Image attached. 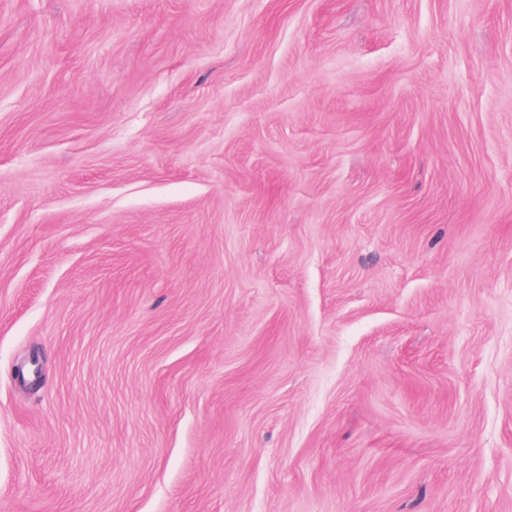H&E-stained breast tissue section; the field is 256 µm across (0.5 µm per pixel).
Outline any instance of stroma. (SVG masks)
<instances>
[{
	"mask_svg": "<svg viewBox=\"0 0 512 512\" xmlns=\"http://www.w3.org/2000/svg\"><path fill=\"white\" fill-rule=\"evenodd\" d=\"M0 512H512V0H0Z\"/></svg>",
	"mask_w": 512,
	"mask_h": 512,
	"instance_id": "1",
	"label": "stroma"
}]
</instances>
